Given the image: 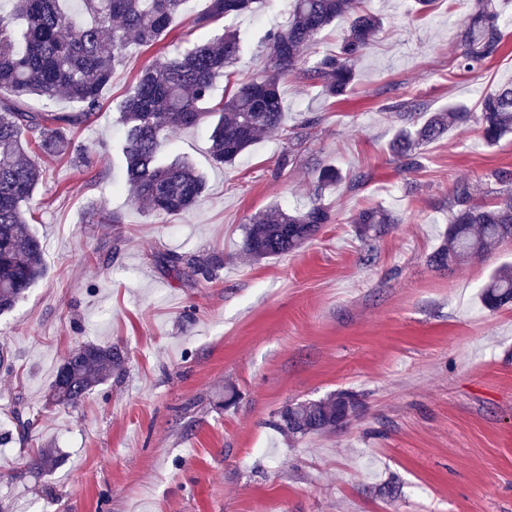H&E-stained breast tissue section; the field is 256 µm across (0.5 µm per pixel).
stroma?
Instances as JSON below:
<instances>
[{
	"instance_id": "1",
	"label": "stroma",
	"mask_w": 512,
	"mask_h": 512,
	"mask_svg": "<svg viewBox=\"0 0 512 512\" xmlns=\"http://www.w3.org/2000/svg\"><path fill=\"white\" fill-rule=\"evenodd\" d=\"M385 16L344 99H329L301 70L281 93L288 125L315 112L300 141L262 138L233 166L211 157V127L176 131L161 159L189 160L207 180L190 213L148 216L123 177L118 108L137 74L188 44L237 29L246 41L214 95L261 68L256 45L285 25L292 0L198 27L204 0H187L170 36L134 45L103 92V108L73 131L89 166L39 157L43 181L28 222L44 245L46 273L0 315V430L24 409L28 442L0 447V503L8 512H512V308L478 300L512 242L450 270L428 266L448 223V191L470 181L494 189L512 170V138L485 144L476 125L451 130L420 150L422 167L402 170L388 152L400 126L388 105L399 93L429 110H476L481 91L512 84V25L478 75L453 67L469 0H366ZM296 160L282 168L285 149ZM347 177L322 197L331 221L298 251L255 260L242 251L260 213L314 202L316 164ZM383 207L401 224L358 238L351 218ZM116 211L122 221L100 224ZM219 255L206 281L176 276L168 253ZM127 352L121 378L75 408L49 403L57 365L78 344ZM341 390L358 394V417L343 429L291 440L269 425L283 406ZM58 459L23 474L26 456Z\"/></svg>"
}]
</instances>
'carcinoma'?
<instances>
[{
  "mask_svg": "<svg viewBox=\"0 0 512 512\" xmlns=\"http://www.w3.org/2000/svg\"><path fill=\"white\" fill-rule=\"evenodd\" d=\"M0 8V314L11 311L43 275V246L30 230L29 211L42 172L31 153L83 158L71 139L72 128L89 122L103 107L102 90L123 65L130 43L153 45L164 40L187 0H77L90 22L77 25L66 0H6ZM196 23L206 26L229 15L253 11L258 0H205ZM338 19L347 29L334 54L316 59L304 77L329 98L347 95L355 77V64L376 38L383 19L366 9L364 0H293L288 23L266 32L260 78L238 86L216 101V83L242 51L234 29L195 42L171 57L144 68L120 106L123 187L130 201L147 215L178 218L204 192L206 181L188 161L159 158L161 142L184 128L210 122L211 154L217 165H232L265 134L287 130L279 86L282 76L306 61L317 36ZM505 16L499 0H471L457 41L460 67L475 73L500 50ZM77 105L74 112H32L26 100L53 101L58 96ZM403 126L389 150L405 171L420 166L419 148L435 142L452 128L478 124L492 145L512 133V85L486 92L479 111L450 107L430 112L424 103L407 96L389 104ZM421 121L409 125L414 115ZM494 179L506 190L493 202H480L468 182L455 183L448 198V228L440 244L428 255L436 269H447L473 257L487 255L512 240V173L502 170ZM344 180L331 165L315 169L317 197L336 189ZM322 204L308 208L274 210L251 219L243 247L255 259H274L292 253L329 223ZM402 223L385 208H366L353 217L362 239L381 236ZM217 257L193 259L191 274L212 277ZM482 304L498 310L512 304V266L493 272L480 291ZM126 356L118 346L83 343L58 366L49 387V400L75 406L97 386L124 371ZM360 402L351 392L301 401L281 409L272 425L293 439L332 432L358 415ZM14 430L0 434V445L29 437L33 420L14 412ZM54 452L47 448L29 457L25 467L34 472L53 467Z\"/></svg>",
  "mask_w": 512,
  "mask_h": 512,
  "instance_id": "1",
  "label": "carcinoma"
}]
</instances>
